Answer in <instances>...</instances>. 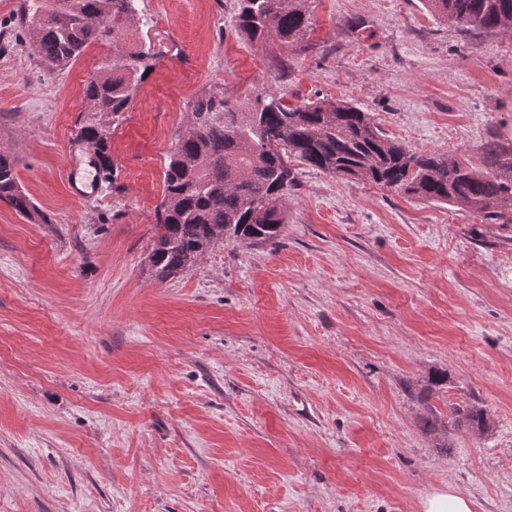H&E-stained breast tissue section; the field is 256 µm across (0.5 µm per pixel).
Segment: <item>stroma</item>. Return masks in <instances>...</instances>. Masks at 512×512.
Masks as SVG:
<instances>
[{
	"instance_id": "1",
	"label": "stroma",
	"mask_w": 512,
	"mask_h": 512,
	"mask_svg": "<svg viewBox=\"0 0 512 512\" xmlns=\"http://www.w3.org/2000/svg\"><path fill=\"white\" fill-rule=\"evenodd\" d=\"M17 3L0 0V149L49 221L0 202V512H422L451 487L512 512V224L301 165L275 242L146 272L197 97L349 101L482 169L486 142L512 145V35L422 0H307L289 48L247 39L235 0H138L135 40L162 56L112 134L109 186L71 144L113 47L47 71ZM457 405L489 431L424 430Z\"/></svg>"
}]
</instances>
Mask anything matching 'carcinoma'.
<instances>
[{"label":"carcinoma","instance_id":"obj_1","mask_svg":"<svg viewBox=\"0 0 512 512\" xmlns=\"http://www.w3.org/2000/svg\"><path fill=\"white\" fill-rule=\"evenodd\" d=\"M429 12L469 29L512 33V0H424ZM17 26L50 71L72 65L91 46L112 43L85 81L74 142L93 151L106 184L116 182L112 132L130 111L137 88L161 53L130 36L149 24L137 0H19ZM234 22L252 41L275 38L289 47L311 25L306 0H236ZM190 118L167 158L157 233L147 272L164 282L187 270L217 241L275 242L285 224L296 160L347 179H368L397 193L473 212L489 221L512 212V147H483L479 170L450 152H413L389 137L369 113L344 100L291 107L267 92L233 102L209 92L191 103ZM0 200L33 224L49 219L21 186L14 160L0 152ZM478 434L489 429L475 406L456 409Z\"/></svg>","mask_w":512,"mask_h":512}]
</instances>
